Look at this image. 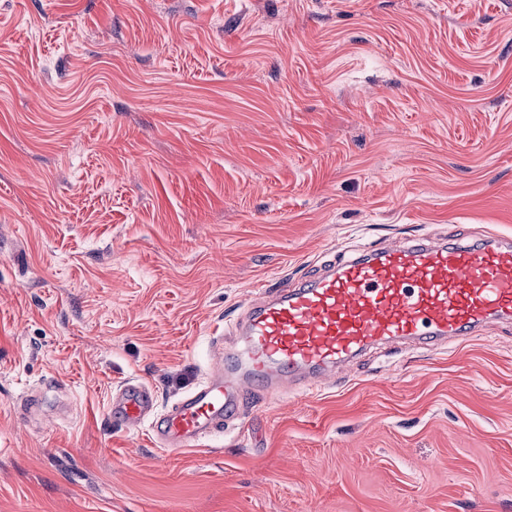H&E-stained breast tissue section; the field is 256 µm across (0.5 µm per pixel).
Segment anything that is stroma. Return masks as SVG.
<instances>
[{"instance_id":"stroma-1","label":"stroma","mask_w":512,"mask_h":512,"mask_svg":"<svg viewBox=\"0 0 512 512\" xmlns=\"http://www.w3.org/2000/svg\"><path fill=\"white\" fill-rule=\"evenodd\" d=\"M455 225L512 240V0H0V512H512V320L179 453L110 415Z\"/></svg>"}]
</instances>
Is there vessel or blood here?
Returning a JSON list of instances; mask_svg holds the SVG:
<instances>
[{"label": "vessel or blood", "mask_w": 512, "mask_h": 512, "mask_svg": "<svg viewBox=\"0 0 512 512\" xmlns=\"http://www.w3.org/2000/svg\"><path fill=\"white\" fill-rule=\"evenodd\" d=\"M512 319V245L489 235L414 237L332 261L324 273L249 302L235 349L169 409L152 385L130 380L111 402L116 421L149 422L157 446L192 448L241 418L246 392L317 388L367 351L437 348Z\"/></svg>", "instance_id": "vessel-or-blood-1"}]
</instances>
